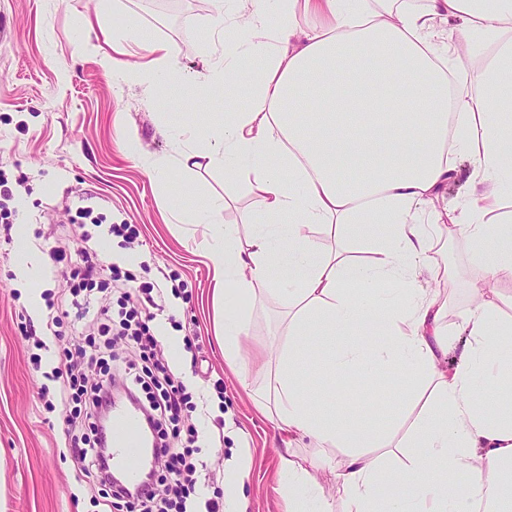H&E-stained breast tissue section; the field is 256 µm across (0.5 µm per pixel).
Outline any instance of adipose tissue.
Wrapping results in <instances>:
<instances>
[{"mask_svg": "<svg viewBox=\"0 0 512 512\" xmlns=\"http://www.w3.org/2000/svg\"><path fill=\"white\" fill-rule=\"evenodd\" d=\"M245 2L231 17L213 0L212 30L235 38L203 79L220 92L255 67L247 102L192 114L164 135L182 170L223 169L226 189L244 183L260 200L243 224L225 223L214 197L178 217L205 229L198 247L213 265L215 336L239 373L251 309L273 300L287 319L273 391L256 395L283 439V512H334L315 477L325 469L344 512L500 503L512 496V409L488 398L506 385L512 295L477 292L457 344L439 288L448 268L430 253L452 233L485 276L512 270V214L499 213L512 191V0ZM303 17L311 24L298 44ZM122 39L152 56L137 79L167 87L182 45L146 41L133 23ZM466 57L478 61L474 73L463 72ZM461 155L474 164L471 192L451 205L441 191ZM349 241L368 244L372 259L350 256ZM230 292L247 311L225 309ZM311 355L321 373L370 390L391 375L416 419L408 426L397 413L377 428L323 407L306 392Z\"/></svg>", "mask_w": 512, "mask_h": 512, "instance_id": "adipose-tissue-1", "label": "adipose tissue"}]
</instances>
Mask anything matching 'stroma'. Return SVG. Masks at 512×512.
Returning a JSON list of instances; mask_svg holds the SVG:
<instances>
[{
	"label": "stroma",
	"instance_id": "35a3bbf8",
	"mask_svg": "<svg viewBox=\"0 0 512 512\" xmlns=\"http://www.w3.org/2000/svg\"><path fill=\"white\" fill-rule=\"evenodd\" d=\"M152 0H112L101 13L98 0H0V24L9 39L0 42V180L13 188L10 224L29 227L37 252L66 247L78 258L84 245L94 248L103 264L126 266L132 286L153 280L160 284L162 312L149 323L151 332L199 336L203 360L192 363L182 353L173 366L188 390L198 396L193 421L201 435L200 454L210 472L202 485L229 498V477L241 455L251 466L238 512H280L275 488L281 439L273 423L250 398L268 386L260 373L240 382L224 360V346L212 328L211 262L192 236L172 217L176 207H192L206 197L231 194L224 212L229 224L246 220L259 199L246 185L226 192L224 171L203 166L186 173L171 168L166 187L151 178L149 161L166 159L171 147L164 126L184 124L189 114L223 111L225 98L195 89L211 44V0H181L179 13L168 16L151 9ZM137 22L148 40L194 45L183 55L178 78L157 103L139 83L116 85L99 62V51L82 37L122 32ZM142 156L131 159L129 140ZM91 207L109 223L137 225L131 244L110 235L107 226L82 223L80 207ZM448 263L453 277L446 289L448 328L470 303L472 285L487 294H512V271L487 278L474 264L463 238L439 242L432 253ZM16 246L6 243L0 228V512H97L87 484L76 478V466L61 441L62 410H47L43 393H55L53 376L63 360L64 338L76 316L64 319L59 336L40 332L44 307H32L28 291L17 281ZM223 380L224 393L213 384ZM310 391L326 406H339L374 424L398 410L397 385L383 379V402L374 405L356 381L311 374Z\"/></svg>",
	"mask_w": 512,
	"mask_h": 512
}]
</instances>
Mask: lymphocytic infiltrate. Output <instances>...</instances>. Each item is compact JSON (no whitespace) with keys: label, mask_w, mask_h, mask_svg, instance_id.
Segmentation results:
<instances>
[{"label":"lymphocytic infiltrate","mask_w":512,"mask_h":512,"mask_svg":"<svg viewBox=\"0 0 512 512\" xmlns=\"http://www.w3.org/2000/svg\"><path fill=\"white\" fill-rule=\"evenodd\" d=\"M153 283L141 285V300L121 289V309L99 305L94 316L74 329L65 361L55 371L59 388L56 404L66 409L62 433L77 465V478L89 486L107 487L108 512H195L198 482V430L192 421L197 405L193 395L161 354V344L146 325L142 303L152 302ZM125 339L138 360L117 363L110 349ZM122 375L127 393L140 398L141 408L158 446L155 465L138 492L112 478L104 450L108 433L100 421L112 402V381Z\"/></svg>","instance_id":"1"}]
</instances>
